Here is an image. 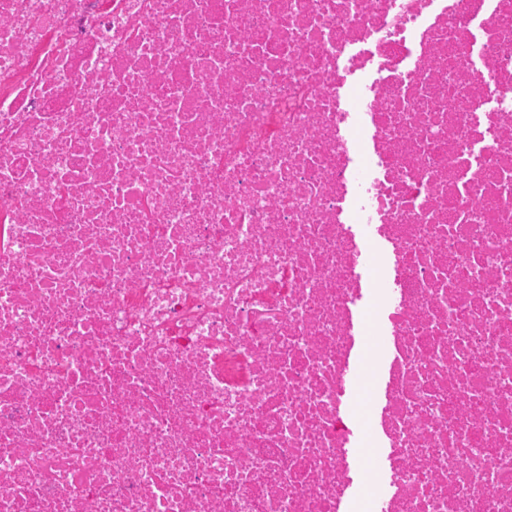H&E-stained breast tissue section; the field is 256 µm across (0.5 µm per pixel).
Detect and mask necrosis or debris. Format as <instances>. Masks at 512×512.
<instances>
[{"label":"necrosis or debris","instance_id":"4bbe7bcc","mask_svg":"<svg viewBox=\"0 0 512 512\" xmlns=\"http://www.w3.org/2000/svg\"><path fill=\"white\" fill-rule=\"evenodd\" d=\"M512 512V0H0V512Z\"/></svg>","mask_w":512,"mask_h":512}]
</instances>
